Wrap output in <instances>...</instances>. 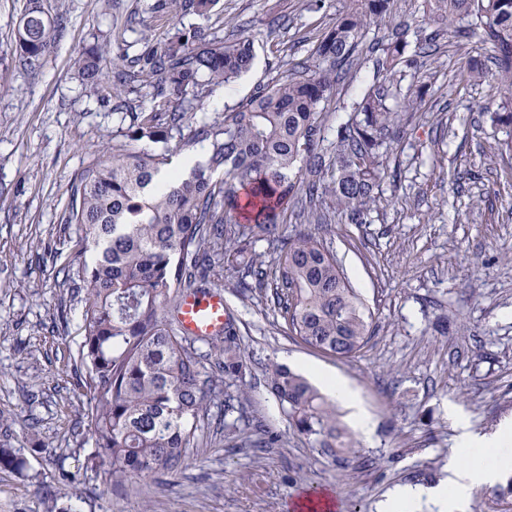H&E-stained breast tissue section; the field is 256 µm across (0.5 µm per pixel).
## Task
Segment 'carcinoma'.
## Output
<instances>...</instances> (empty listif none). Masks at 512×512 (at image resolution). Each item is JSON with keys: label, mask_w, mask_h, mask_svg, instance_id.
Returning <instances> with one entry per match:
<instances>
[{"label": "carcinoma", "mask_w": 512, "mask_h": 512, "mask_svg": "<svg viewBox=\"0 0 512 512\" xmlns=\"http://www.w3.org/2000/svg\"><path fill=\"white\" fill-rule=\"evenodd\" d=\"M217 0H157L153 12L207 18ZM393 0H347L315 52L321 67L310 75L279 79L219 120L198 117L203 90L230 85L253 60L251 42L208 39L199 30H175L130 61L123 72L132 89L152 90L148 110L124 102L134 138L164 144L160 153L112 147V155L84 168L71 185L65 223L75 224L82 246L76 258L85 289L83 336L76 364L93 404L85 424L101 453L89 460L112 483L157 472H180L194 443L200 413L224 401V436H237L247 364L237 330L201 339L203 353L167 317L182 292L201 290L226 267L241 272V285L273 288L288 330L301 343L337 358H353L371 336V313L350 285L333 252L310 230L288 232L299 197L326 203L354 224L366 222L374 187L384 168L381 148L399 113L390 99L401 72L398 38L381 43L372 81L360 88L353 112L336 130L331 148L320 147L336 68L351 65L368 26L391 13ZM435 24L462 31L477 19L491 49V70L479 61L469 76L492 75L500 85L496 121L512 131V0H425ZM64 28L52 23L42 0H26L15 35L16 51L33 64L44 58ZM107 47L78 55L74 69L85 92L108 78ZM178 134L185 147L201 145L205 159L186 174L171 172L166 144ZM253 222L233 220L239 210ZM272 249L268 265L257 243ZM254 279L250 284L246 278ZM270 392L289 425L336 457L355 447L320 391L285 365L269 373ZM24 462L0 447V469L22 471Z\"/></svg>", "instance_id": "1"}]
</instances>
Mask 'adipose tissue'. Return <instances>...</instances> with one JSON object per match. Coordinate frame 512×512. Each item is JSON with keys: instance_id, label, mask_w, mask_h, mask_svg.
<instances>
[{"instance_id": "adipose-tissue-1", "label": "adipose tissue", "mask_w": 512, "mask_h": 512, "mask_svg": "<svg viewBox=\"0 0 512 512\" xmlns=\"http://www.w3.org/2000/svg\"><path fill=\"white\" fill-rule=\"evenodd\" d=\"M303 369L339 403L353 409L358 428L364 435H371L370 420L359 410L357 394L343 377L312 363L304 364ZM448 420L457 435L448 456L447 480L434 488L397 486L382 512H411L426 497L435 501L440 512H462L465 501L474 492L494 486L512 473V424H503L491 434H478L456 412H449Z\"/></svg>"}]
</instances>
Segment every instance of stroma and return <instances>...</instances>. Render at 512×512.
<instances>
[{"label": "stroma", "instance_id": "1", "mask_svg": "<svg viewBox=\"0 0 512 512\" xmlns=\"http://www.w3.org/2000/svg\"><path fill=\"white\" fill-rule=\"evenodd\" d=\"M151 0H43L46 16L64 15L66 31L35 65L24 64L14 34L24 0H0V442L26 471L0 470V512H286L305 489L335 490L343 512H377L398 483L435 485L447 475L456 408L471 428L493 433L512 421V150L492 114L496 80L473 82L470 60L488 49L478 35L459 38L433 24L422 0H395L391 24L404 25L401 97L425 90L421 107L401 109L385 136L383 179L366 223L329 214L318 235L373 317L372 334L352 359L310 348L291 335L272 289L244 292L240 274L213 282L239 329L248 370L241 433L217 435L224 408L200 415L204 431L187 448L181 472L154 473L106 486L87 470L96 449L82 418L92 403L74 359L83 341L84 292L68 265L80 249L63 211L74 177L113 144L154 150L128 138L112 110L126 60L169 31L247 39L251 69L205 100L208 120L249 99L257 87L319 64L316 44L345 0H219L209 17L154 15ZM380 36L367 28L353 65L336 77L334 140L363 80L373 73ZM112 43L110 81L86 95L74 59ZM309 362L346 377L373 433L358 432L349 410L336 417L353 433L355 452L335 459L296 432L267 387L274 364ZM277 441L254 446L258 428Z\"/></svg>", "mask_w": 512, "mask_h": 512}]
</instances>
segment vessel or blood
<instances>
[{"instance_id":"1","label":"vessel or blood","mask_w":512,"mask_h":512,"mask_svg":"<svg viewBox=\"0 0 512 512\" xmlns=\"http://www.w3.org/2000/svg\"><path fill=\"white\" fill-rule=\"evenodd\" d=\"M176 319L181 330L190 336L221 333L227 319L223 293L217 289L184 292L177 302Z\"/></svg>"}]
</instances>
